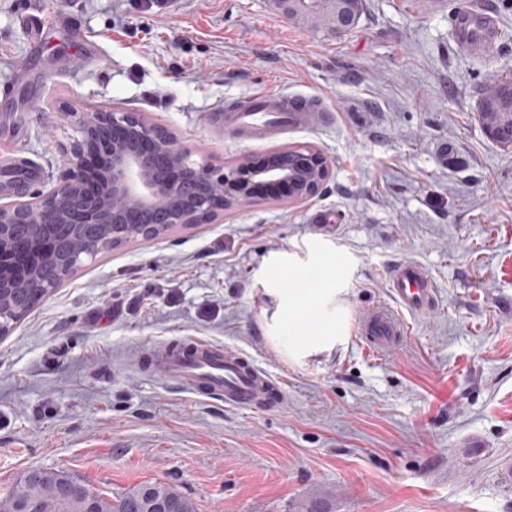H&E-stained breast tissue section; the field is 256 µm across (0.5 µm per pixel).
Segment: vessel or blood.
I'll use <instances>...</instances> for the list:
<instances>
[{"label": "vessel or blood", "instance_id": "b4317fda", "mask_svg": "<svg viewBox=\"0 0 512 512\" xmlns=\"http://www.w3.org/2000/svg\"><path fill=\"white\" fill-rule=\"evenodd\" d=\"M455 28L468 49L486 52L495 43L496 27L488 13L472 7L470 0H459L453 16ZM60 17L36 15L27 26L34 37L32 55H40L43 35L61 25ZM315 100L270 94L255 90L225 106V119L241 136L265 140L281 125L301 112L318 111ZM390 303H382L360 316L355 332L364 346L377 354L397 350L411 333L413 321L433 312L437 303L435 285L419 263L404 260L393 265L388 276ZM155 376L177 385L199 399H222L225 406L239 410L280 407L285 388L280 379L252 357L232 348L190 338L175 339L146 355Z\"/></svg>", "mask_w": 512, "mask_h": 512}]
</instances>
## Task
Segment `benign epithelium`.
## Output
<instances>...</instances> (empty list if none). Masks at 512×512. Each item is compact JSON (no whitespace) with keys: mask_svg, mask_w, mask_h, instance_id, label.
Segmentation results:
<instances>
[{"mask_svg":"<svg viewBox=\"0 0 512 512\" xmlns=\"http://www.w3.org/2000/svg\"><path fill=\"white\" fill-rule=\"evenodd\" d=\"M78 136L61 146L63 171L47 192L0 204V269L17 224L31 226L52 244V258L66 279L78 256L95 258L109 247L165 229L208 224L221 213L248 206L256 182L283 187L292 202L320 192L329 162L319 151L280 148L261 160L243 158L216 166L192 159V151L141 112L101 108L67 112ZM110 224L112 231L99 227Z\"/></svg>","mask_w":512,"mask_h":512,"instance_id":"benign-epithelium-1","label":"benign epithelium"}]
</instances>
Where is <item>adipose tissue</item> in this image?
I'll return each instance as SVG.
<instances>
[{
  "instance_id": "1",
  "label": "adipose tissue",
  "mask_w": 512,
  "mask_h": 512,
  "mask_svg": "<svg viewBox=\"0 0 512 512\" xmlns=\"http://www.w3.org/2000/svg\"><path fill=\"white\" fill-rule=\"evenodd\" d=\"M276 303L273 329L288 340L289 356L305 357L332 349L340 341L341 324L324 308L335 299L338 288L328 267H321L313 284L296 285L288 280L287 266L278 267L266 283Z\"/></svg>"
}]
</instances>
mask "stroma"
Returning a JSON list of instances; mask_svg holds the SVG:
<instances>
[{
    "label": "stroma",
    "mask_w": 512,
    "mask_h": 512,
    "mask_svg": "<svg viewBox=\"0 0 512 512\" xmlns=\"http://www.w3.org/2000/svg\"><path fill=\"white\" fill-rule=\"evenodd\" d=\"M497 41L458 45L457 0H363L332 38L274 0H0V203L48 190L64 111L144 113L222 166L277 148L330 163L302 203L261 195L209 224L83 259L0 338V497L32 468L63 469L110 497L162 482L197 512H512V147L478 109L512 70V0H486ZM71 13L99 46L53 31L28 58L24 17ZM255 89L320 100L272 139L224 125ZM338 267L346 339L297 362L268 337L269 263ZM402 260L423 265L438 304L391 356L354 335L388 300ZM194 336L255 357L280 378L279 409L196 400L141 371L164 341Z\"/></svg>",
    "instance_id": "35a3bbf8"
}]
</instances>
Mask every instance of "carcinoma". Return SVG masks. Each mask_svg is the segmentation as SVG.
<instances>
[{
    "label": "carcinoma",
    "mask_w": 512,
    "mask_h": 512,
    "mask_svg": "<svg viewBox=\"0 0 512 512\" xmlns=\"http://www.w3.org/2000/svg\"><path fill=\"white\" fill-rule=\"evenodd\" d=\"M294 17L331 28L338 15L336 0H299ZM40 301L33 288H17L4 302L13 310L8 316L11 327ZM28 478L20 480L0 499V512H15L16 504L25 499L37 512H83L84 504H93L94 512H157L154 504L163 503L168 512H196L194 503L164 483L140 485L113 500L95 487L83 484L64 470L34 468Z\"/></svg>",
    "instance_id": "cac0c4a2"
}]
</instances>
